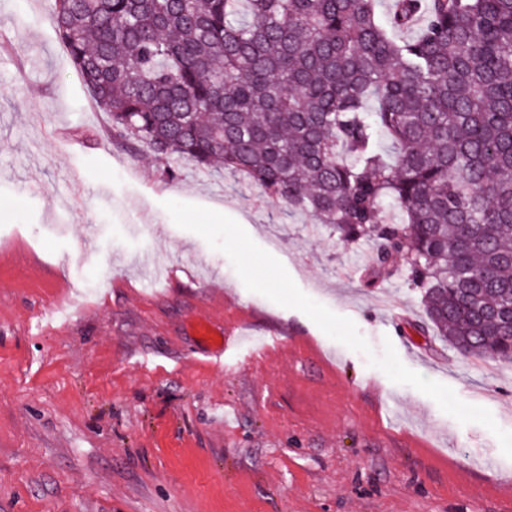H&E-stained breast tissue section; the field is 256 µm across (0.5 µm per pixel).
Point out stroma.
Wrapping results in <instances>:
<instances>
[{
    "label": "stroma",
    "mask_w": 512,
    "mask_h": 512,
    "mask_svg": "<svg viewBox=\"0 0 512 512\" xmlns=\"http://www.w3.org/2000/svg\"><path fill=\"white\" fill-rule=\"evenodd\" d=\"M0 0V512H512V459L299 310L248 291L162 203L231 216L374 353L512 431V365L428 331L420 292L241 172L169 179L113 137L52 23ZM37 65H30L31 56ZM277 346L228 364L197 322Z\"/></svg>",
    "instance_id": "stroma-1"
}]
</instances>
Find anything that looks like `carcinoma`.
Segmentation results:
<instances>
[{"mask_svg": "<svg viewBox=\"0 0 512 512\" xmlns=\"http://www.w3.org/2000/svg\"><path fill=\"white\" fill-rule=\"evenodd\" d=\"M377 2L54 0L52 19L112 136L375 241L438 336L512 363V0H393L386 22Z\"/></svg>", "mask_w": 512, "mask_h": 512, "instance_id": "1", "label": "carcinoma"}]
</instances>
